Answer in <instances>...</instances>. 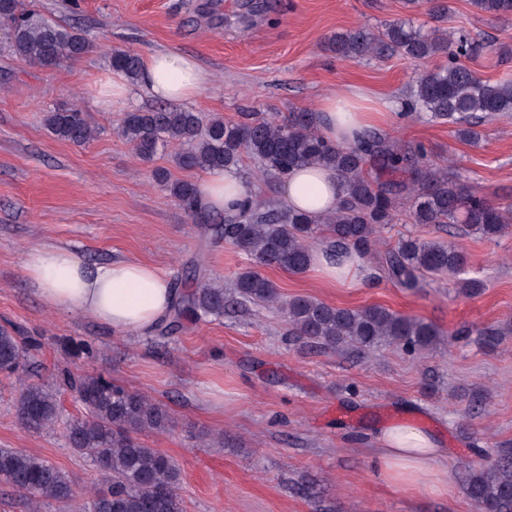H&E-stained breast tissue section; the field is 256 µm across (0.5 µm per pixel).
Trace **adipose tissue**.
<instances>
[{"label": "adipose tissue", "instance_id": "adipose-tissue-1", "mask_svg": "<svg viewBox=\"0 0 512 512\" xmlns=\"http://www.w3.org/2000/svg\"><path fill=\"white\" fill-rule=\"evenodd\" d=\"M210 82L209 74L192 56L176 51H157L141 62L137 83L119 73L94 94L114 109L125 108L134 92L141 90L164 102L197 98ZM345 94L323 98L317 109L320 130L330 140L355 143L366 130L380 122L381 109L340 108ZM202 199L213 209L227 210L243 203L249 192L235 172L213 170L197 183ZM341 199L335 172L312 167L293 171L282 189L283 204L318 217L335 209ZM25 271L46 305L57 310H76L112 329L114 334H143L165 320L173 306L174 290L168 279L151 264L119 259L89 266L75 251L42 245L28 252ZM383 447L376 459L378 473L387 480L443 486L445 474L437 466L443 456L432 437L406 425L382 433Z\"/></svg>", "mask_w": 512, "mask_h": 512}]
</instances>
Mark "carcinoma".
I'll use <instances>...</instances> for the list:
<instances>
[{
	"label": "carcinoma",
	"mask_w": 512,
	"mask_h": 512,
	"mask_svg": "<svg viewBox=\"0 0 512 512\" xmlns=\"http://www.w3.org/2000/svg\"><path fill=\"white\" fill-rule=\"evenodd\" d=\"M429 15L437 25L415 27L398 21L374 33L357 28L336 35L331 50L339 57L366 59L402 56L422 61L444 57L442 64L421 76L401 113H424L455 127L458 137L476 142L480 120L512 114V79L495 82L478 78L460 63L473 51L474 42L463 32L438 26L448 14L445 0H428ZM478 10L495 15L512 13V0H472ZM0 31L13 54L25 62L52 69L84 57L91 41L75 28L64 27L22 0H0ZM110 67L129 81L138 80L140 58L114 49ZM57 139L82 145L94 129L75 106H61L45 116ZM143 161L151 160L170 143L181 145L174 162L182 171L234 170L243 157L257 160L260 172L286 178L299 168L320 166L336 172L342 197L335 211L322 218L251 197L236 209L211 212L197 196L190 180L173 179L161 170L156 179L195 220L202 232L222 240L265 267L294 274L311 265L314 243L321 241L335 253L353 250L362 258L372 254L378 234L405 211L413 224H460L470 235L492 239L512 228V207H501L476 195L448 168L434 166L421 143L397 147L386 135L372 131L354 145L340 146L320 132L315 113H288V118L245 117L226 121L189 109L158 107L126 113L117 130ZM469 259L462 249L440 240L407 234L388 248L383 267L389 278L407 290L422 287L428 275L457 278L456 285L469 295L482 283L462 278ZM178 290L171 317L156 329L166 338L187 321L222 318L228 311L250 304L284 314L295 340L324 351L350 348L367 353L383 346L411 352L436 349L444 332L419 317L401 315L379 305L351 309L318 299L298 296L286 300L277 285L247 268L237 273L227 290L208 282ZM40 343L14 329L0 327V375L19 380L18 411L36 429H52L59 417V393L69 392L83 413L67 425L70 447L89 458L103 475L106 486L94 491L84 512H184L180 495L182 472L170 456L144 442L148 433H163L174 426V417L148 395L132 391L102 373H67L54 385L23 380ZM478 460L464 463V488L476 512H512V451L490 457L476 450ZM0 481L26 500L30 512H41L52 502L65 504L74 496L70 477L37 455L14 448H0Z\"/></svg>",
	"instance_id": "1"
}]
</instances>
